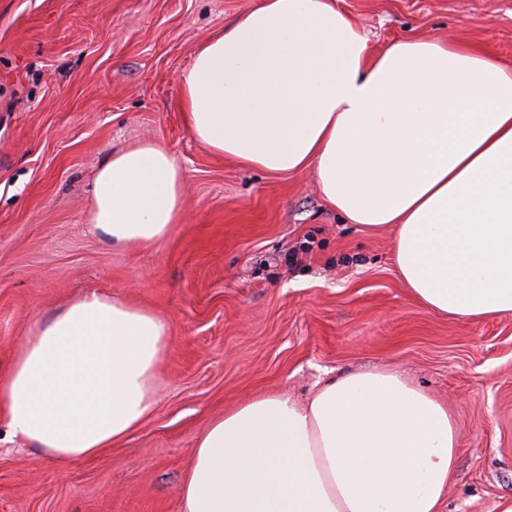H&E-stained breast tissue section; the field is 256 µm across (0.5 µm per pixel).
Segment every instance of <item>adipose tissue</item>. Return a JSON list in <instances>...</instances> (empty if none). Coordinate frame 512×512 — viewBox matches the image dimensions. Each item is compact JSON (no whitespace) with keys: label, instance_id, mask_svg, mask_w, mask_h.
<instances>
[{"label":"adipose tissue","instance_id":"1","mask_svg":"<svg viewBox=\"0 0 512 512\" xmlns=\"http://www.w3.org/2000/svg\"><path fill=\"white\" fill-rule=\"evenodd\" d=\"M190 134L272 175L313 171L349 223L394 228L419 304L512 313V69L454 38L370 54L335 0H258L180 76ZM184 173L153 142L93 184V229L149 246L183 217ZM154 310L89 291L38 325L5 376L14 435L65 465L106 454L153 413L168 345ZM457 458L446 405L390 370L343 375L307 403L250 397L200 434L182 512H442Z\"/></svg>","mask_w":512,"mask_h":512}]
</instances>
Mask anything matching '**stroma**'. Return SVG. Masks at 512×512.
<instances>
[{
  "label": "stroma",
  "mask_w": 512,
  "mask_h": 512,
  "mask_svg": "<svg viewBox=\"0 0 512 512\" xmlns=\"http://www.w3.org/2000/svg\"><path fill=\"white\" fill-rule=\"evenodd\" d=\"M257 0H0V373L41 321L102 291L169 322L153 414L108 454L60 467L0 413V512H181L207 424L245 398L306 400L349 372L402 373L459 439L443 512L512 496V313L478 321L415 302L389 228L346 223L312 172L270 175L187 130L179 78ZM370 53L454 36L512 66V0H336ZM151 141L179 162L184 219L151 246L89 224L112 154Z\"/></svg>",
  "instance_id": "obj_1"
}]
</instances>
